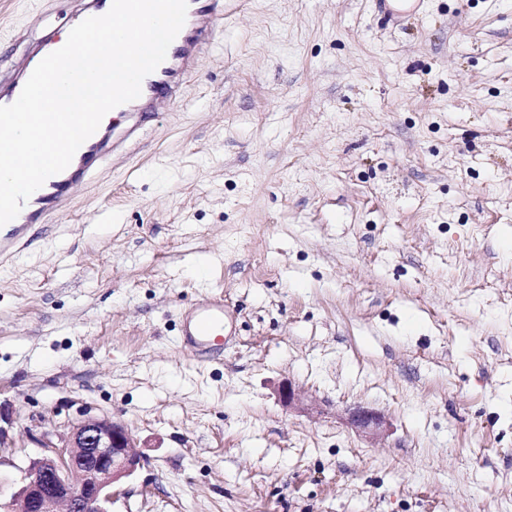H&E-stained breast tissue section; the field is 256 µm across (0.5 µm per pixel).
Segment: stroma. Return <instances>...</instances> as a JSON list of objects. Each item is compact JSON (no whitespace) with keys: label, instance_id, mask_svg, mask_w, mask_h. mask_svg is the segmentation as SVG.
<instances>
[{"label":"stroma","instance_id":"obj_1","mask_svg":"<svg viewBox=\"0 0 512 512\" xmlns=\"http://www.w3.org/2000/svg\"><path fill=\"white\" fill-rule=\"evenodd\" d=\"M25 27L69 29L0 0V68ZM212 296L235 334L201 357L180 320ZM87 410L144 458L112 512H512V0H231L0 265V492Z\"/></svg>","mask_w":512,"mask_h":512}]
</instances>
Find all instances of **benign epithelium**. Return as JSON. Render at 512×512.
I'll return each mask as SVG.
<instances>
[{"label":"benign epithelium","instance_id":"obj_1","mask_svg":"<svg viewBox=\"0 0 512 512\" xmlns=\"http://www.w3.org/2000/svg\"><path fill=\"white\" fill-rule=\"evenodd\" d=\"M351 423L377 433L379 416L355 410ZM43 453L21 469L20 487L0 497V512H112L116 488L141 466L135 436L106 415L85 411L65 437L34 438Z\"/></svg>","mask_w":512,"mask_h":512}]
</instances>
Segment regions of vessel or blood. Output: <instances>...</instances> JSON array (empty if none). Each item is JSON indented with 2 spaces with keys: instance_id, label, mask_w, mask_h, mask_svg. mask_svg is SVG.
<instances>
[{
  "instance_id": "1",
  "label": "vessel or blood",
  "mask_w": 512,
  "mask_h": 512,
  "mask_svg": "<svg viewBox=\"0 0 512 512\" xmlns=\"http://www.w3.org/2000/svg\"><path fill=\"white\" fill-rule=\"evenodd\" d=\"M65 15L71 25L84 19L106 14L112 0H63ZM224 19V0H188L184 26L168 48L165 60L141 85L140 96L126 104V112L140 114L157 111L177 97L198 57L212 44ZM51 34L33 41L27 52L7 69L0 70V106L14 103L37 64L47 55ZM137 126H130L125 141H114L106 125H99L76 151L69 166L51 176L23 204L18 216L0 226V257L12 254L22 240L26 225L45 223L48 216L63 212L69 204L70 192L86 173L105 155L124 149L126 140L134 139ZM227 314L223 299L203 300L183 317V334L199 354L207 355L225 335Z\"/></svg>"
}]
</instances>
